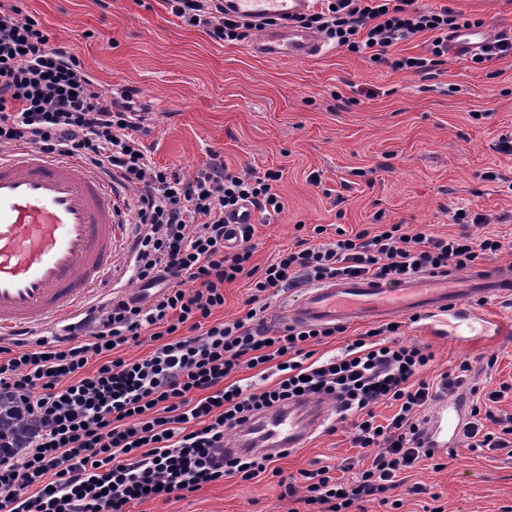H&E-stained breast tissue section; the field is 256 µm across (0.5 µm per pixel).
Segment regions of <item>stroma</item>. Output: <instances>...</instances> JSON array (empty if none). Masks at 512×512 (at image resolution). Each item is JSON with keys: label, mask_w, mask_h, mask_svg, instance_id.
<instances>
[{"label": "stroma", "mask_w": 512, "mask_h": 512, "mask_svg": "<svg viewBox=\"0 0 512 512\" xmlns=\"http://www.w3.org/2000/svg\"><path fill=\"white\" fill-rule=\"evenodd\" d=\"M69 48L107 95L148 113L143 142L154 165L191 177L212 157L233 172H280L284 210L256 216L263 267L297 239L331 242L387 224L408 233L491 236L503 248L489 265H512V58L476 64L445 57L413 73L376 64L324 39L321 56L275 61L255 56L249 41H215L176 17L167 0H18ZM483 22L512 36V0H418ZM466 217L454 223L452 216ZM113 246L112 284L137 288L131 277L134 210ZM324 226L314 235L316 226ZM404 340L427 345L433 373L471 366L480 392L512 386V342L464 345L404 323ZM370 451L354 447L350 423L319 433L310 444L275 459L276 474L228 478L179 500H149L133 512H307L284 496L301 470L350 460L369 466ZM404 471L386 500L363 512H512V451L470 448ZM399 507H392V500Z\"/></svg>", "instance_id": "1"}]
</instances>
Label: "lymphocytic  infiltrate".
Listing matches in <instances>:
<instances>
[{
  "label": "lymphocytic infiltrate",
  "mask_w": 512,
  "mask_h": 512,
  "mask_svg": "<svg viewBox=\"0 0 512 512\" xmlns=\"http://www.w3.org/2000/svg\"><path fill=\"white\" fill-rule=\"evenodd\" d=\"M171 11L217 40H244L249 24L226 17L223 0H168ZM303 23L327 31L338 46L384 61L388 50L420 33L429 54L394 60L418 72L448 52V35L471 27L455 11L422 10L415 0H326ZM145 113L104 96L67 47L12 0H0V145L33 147L113 175L134 190V277L157 287L151 304L116 289L59 331L0 340V397L24 417L22 428L0 418V512H131L155 499L182 498L227 478L266 473V456L225 458L224 436L257 412L303 397L335 402L351 420L355 447L375 449L370 467L352 481L329 467L303 471L288 497L348 512L367 497L399 486V474L430 459L422 448L418 410L462 385L470 370L424 376L427 346L397 337L399 322L369 329L339 355L316 357L331 328H270L263 314L270 294L293 284L374 277L388 284L451 267L464 270L500 251L492 237L410 235L402 225L336 241L296 245L262 271L250 268L254 228L224 244V216L250 203L284 208L278 172L234 173L210 163L184 177L152 164L141 136ZM251 278L244 315L217 322L224 286ZM148 336L154 348L125 357ZM261 369L263 385L231 376ZM395 405L387 423L378 404Z\"/></svg>",
  "instance_id": "1"
}]
</instances>
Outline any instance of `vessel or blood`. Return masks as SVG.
<instances>
[{"instance_id": "b4317fda", "label": "vessel or blood", "mask_w": 512, "mask_h": 512, "mask_svg": "<svg viewBox=\"0 0 512 512\" xmlns=\"http://www.w3.org/2000/svg\"><path fill=\"white\" fill-rule=\"evenodd\" d=\"M317 0H224V11L266 27L251 43L252 52L270 60L311 59L323 51L300 17ZM488 31L472 28L449 33L448 53L462 59L483 46ZM117 193L111 181L78 162L34 149L0 155V337L42 326L65 307L84 302L107 279L117 224ZM512 298V268L482 266L460 276L452 271L416 273L400 287L375 278L329 281L305 289L284 306L285 323L332 327L417 315L424 331L458 335L478 325L480 338L512 336V327L480 314L478 303ZM470 397L441 399L428 416L423 447L445 455L456 446L469 417ZM332 411L325 402L306 399L256 415L240 426L228 456L279 458L306 447L325 429Z\"/></svg>"}]
</instances>
